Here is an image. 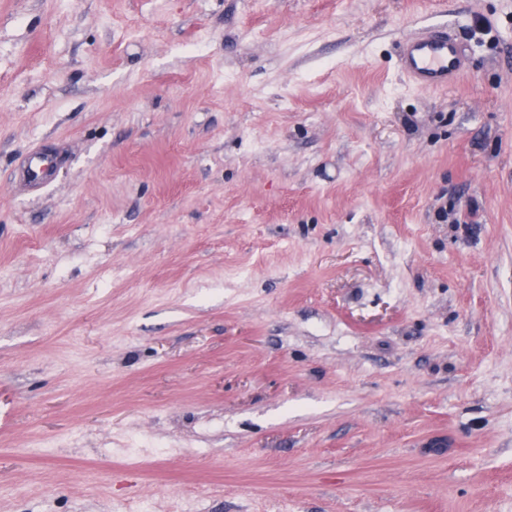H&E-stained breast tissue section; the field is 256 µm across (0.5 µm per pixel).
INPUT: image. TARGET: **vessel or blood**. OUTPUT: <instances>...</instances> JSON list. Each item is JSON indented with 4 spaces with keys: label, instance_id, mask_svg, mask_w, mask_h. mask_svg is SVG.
<instances>
[{
    "label": "vessel or blood",
    "instance_id": "vessel-or-blood-1",
    "mask_svg": "<svg viewBox=\"0 0 512 512\" xmlns=\"http://www.w3.org/2000/svg\"><path fill=\"white\" fill-rule=\"evenodd\" d=\"M400 65L417 86L429 89L445 87L465 73L469 66L464 46L445 34L408 37L403 45ZM55 176V163L44 151L29 154L19 170L20 180L29 188L40 189Z\"/></svg>",
    "mask_w": 512,
    "mask_h": 512
}]
</instances>
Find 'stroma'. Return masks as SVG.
<instances>
[{"label":"stroma","mask_w":512,"mask_h":512,"mask_svg":"<svg viewBox=\"0 0 512 512\" xmlns=\"http://www.w3.org/2000/svg\"><path fill=\"white\" fill-rule=\"evenodd\" d=\"M0 512H512V0H0ZM400 65L404 74L423 89L446 87L468 70L464 46L446 34L408 37ZM55 176V162L43 150L29 154L21 165L19 178L32 189H41Z\"/></svg>","instance_id":"obj_1"}]
</instances>
